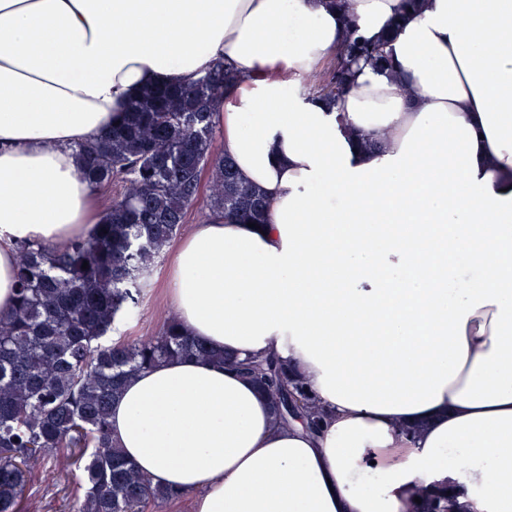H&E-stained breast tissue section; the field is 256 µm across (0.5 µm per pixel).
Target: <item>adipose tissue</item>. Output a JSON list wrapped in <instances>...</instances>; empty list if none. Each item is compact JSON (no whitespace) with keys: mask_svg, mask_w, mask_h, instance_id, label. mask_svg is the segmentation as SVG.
Segmentation results:
<instances>
[{"mask_svg":"<svg viewBox=\"0 0 512 512\" xmlns=\"http://www.w3.org/2000/svg\"><path fill=\"white\" fill-rule=\"evenodd\" d=\"M349 6L388 62L330 110L285 92L343 39L329 0H0V315L14 242L103 217L75 144L231 59L221 153L270 207L258 229L193 225L170 303L216 351L279 357L322 426L173 359L125 382L118 447L192 512H408L422 486L512 512V0Z\"/></svg>","mask_w":512,"mask_h":512,"instance_id":"ef3b65f1","label":"adipose tissue"}]
</instances>
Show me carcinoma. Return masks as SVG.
Instances as JSON below:
<instances>
[{
  "mask_svg": "<svg viewBox=\"0 0 512 512\" xmlns=\"http://www.w3.org/2000/svg\"><path fill=\"white\" fill-rule=\"evenodd\" d=\"M330 67L312 74L307 94L333 107L363 63L386 60L384 38L356 35L354 20ZM242 80L217 63L185 86H155L132 98L119 123L80 144L81 178L98 189L125 184L88 234L63 246L19 242L15 301L0 317V512H21L36 463L70 451L82 496L73 512H155L183 494L153 486L112 439V402L131 376L173 358L228 362L251 378L287 423L318 424L304 381L273 358L236 361L183 335L175 317L141 340L106 341L115 318L137 306L142 284L177 236L208 174L212 215L259 220L267 201L215 154L217 108ZM88 269H82L83 263ZM408 512H453L452 495L426 493Z\"/></svg>",
  "mask_w": 512,
  "mask_h": 512,
  "instance_id": "cac0c4a2",
  "label": "carcinoma"
}]
</instances>
